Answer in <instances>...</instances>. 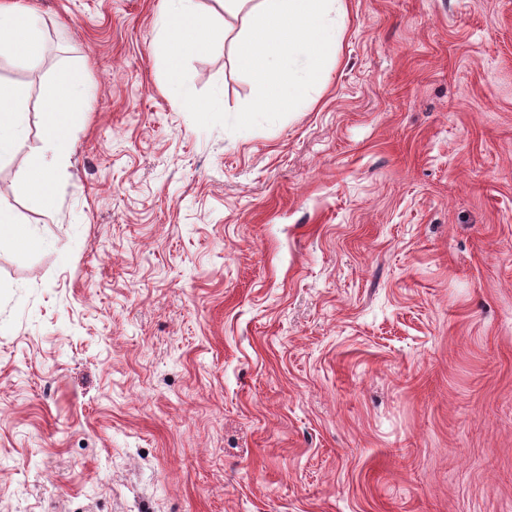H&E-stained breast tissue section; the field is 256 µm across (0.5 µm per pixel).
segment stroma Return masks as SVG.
Returning <instances> with one entry per match:
<instances>
[{
	"label": "stroma",
	"mask_w": 512,
	"mask_h": 512,
	"mask_svg": "<svg viewBox=\"0 0 512 512\" xmlns=\"http://www.w3.org/2000/svg\"><path fill=\"white\" fill-rule=\"evenodd\" d=\"M92 87L0 161V512H512V0H347L308 106L202 129L162 0H30ZM235 114V45L188 62ZM46 90L42 146L28 155L21 169L25 191L40 200L49 199L57 170L71 156L70 133L81 119L76 102L87 92L83 75L70 68L57 71ZM7 231L14 243L22 249L38 246L37 238L21 224H16L12 214L0 208V234Z\"/></svg>",
	"instance_id": "35a3bbf8"
}]
</instances>
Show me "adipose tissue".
Listing matches in <instances>:
<instances>
[{
    "instance_id": "obj_1",
    "label": "adipose tissue",
    "mask_w": 512,
    "mask_h": 512,
    "mask_svg": "<svg viewBox=\"0 0 512 512\" xmlns=\"http://www.w3.org/2000/svg\"><path fill=\"white\" fill-rule=\"evenodd\" d=\"M43 51L35 10L26 0H0V56L9 55L34 65ZM86 92L83 75L70 68L57 71L48 83L42 145L28 155L21 170L22 185L30 196L49 198L57 170L71 156V131L81 119L76 103ZM26 121L24 90L0 82V160L15 156L26 134Z\"/></svg>"
}]
</instances>
